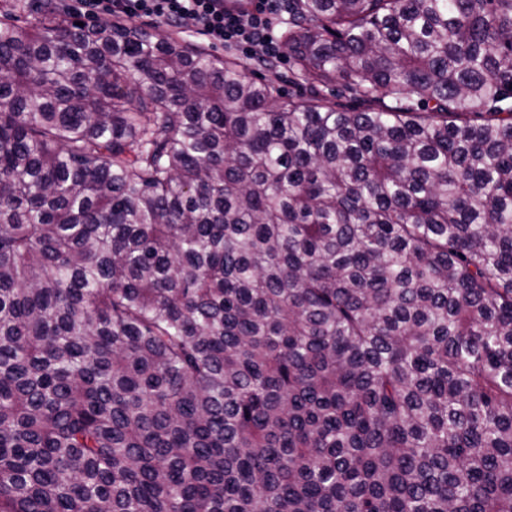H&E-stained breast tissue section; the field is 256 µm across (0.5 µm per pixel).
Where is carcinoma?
<instances>
[{
    "label": "carcinoma",
    "instance_id": "carcinoma-1",
    "mask_svg": "<svg viewBox=\"0 0 512 512\" xmlns=\"http://www.w3.org/2000/svg\"><path fill=\"white\" fill-rule=\"evenodd\" d=\"M33 14L0 7V512H512V0H288L286 101Z\"/></svg>",
    "mask_w": 512,
    "mask_h": 512
}]
</instances>
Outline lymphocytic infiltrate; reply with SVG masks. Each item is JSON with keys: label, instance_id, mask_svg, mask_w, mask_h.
<instances>
[{"label": "lymphocytic infiltrate", "instance_id": "obj_1", "mask_svg": "<svg viewBox=\"0 0 512 512\" xmlns=\"http://www.w3.org/2000/svg\"><path fill=\"white\" fill-rule=\"evenodd\" d=\"M64 11L76 20L146 17L175 28L190 26L211 42L267 63L283 53L274 28L284 0H247L242 8L228 6L226 0H72Z\"/></svg>", "mask_w": 512, "mask_h": 512}]
</instances>
